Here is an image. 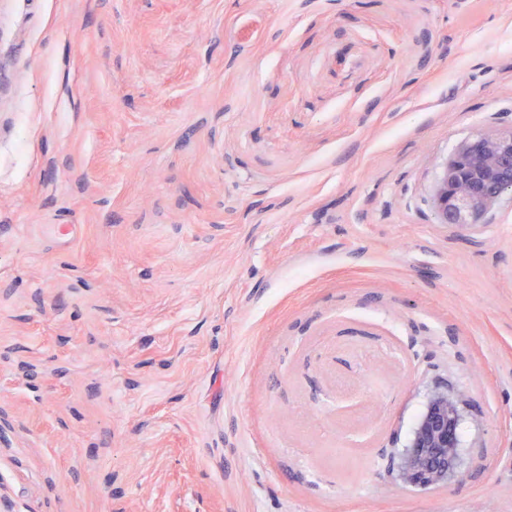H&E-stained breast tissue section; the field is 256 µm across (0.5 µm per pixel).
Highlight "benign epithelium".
Masks as SVG:
<instances>
[{"label":"benign epithelium","mask_w":512,"mask_h":512,"mask_svg":"<svg viewBox=\"0 0 512 512\" xmlns=\"http://www.w3.org/2000/svg\"><path fill=\"white\" fill-rule=\"evenodd\" d=\"M506 186L512 187V128L462 142L436 179L432 208L437 223L460 231L487 223ZM466 406L461 390L431 392L426 411L403 452L399 470L403 485L443 487L462 475L458 428Z\"/></svg>","instance_id":"7a95c632"}]
</instances>
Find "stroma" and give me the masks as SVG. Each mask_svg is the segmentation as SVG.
I'll return each mask as SVG.
<instances>
[{
	"label": "stroma",
	"instance_id": "stroma-1",
	"mask_svg": "<svg viewBox=\"0 0 512 512\" xmlns=\"http://www.w3.org/2000/svg\"><path fill=\"white\" fill-rule=\"evenodd\" d=\"M509 124L512 0H0V512H512ZM512 187V125L478 134L448 156L436 179L432 208L437 223L460 231L486 224ZM467 398L462 390L435 389L425 413L404 449L399 478L404 486L443 487L462 477L458 428Z\"/></svg>",
	"mask_w": 512,
	"mask_h": 512
}]
</instances>
